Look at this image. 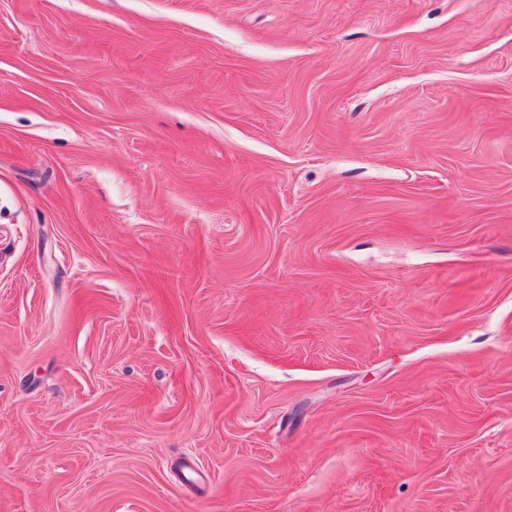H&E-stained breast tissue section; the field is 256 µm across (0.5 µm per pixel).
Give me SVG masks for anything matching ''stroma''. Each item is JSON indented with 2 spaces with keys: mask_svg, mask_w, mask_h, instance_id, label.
I'll list each match as a JSON object with an SVG mask.
<instances>
[{
  "mask_svg": "<svg viewBox=\"0 0 512 512\" xmlns=\"http://www.w3.org/2000/svg\"><path fill=\"white\" fill-rule=\"evenodd\" d=\"M0 512H512V0H0Z\"/></svg>",
  "mask_w": 512,
  "mask_h": 512,
  "instance_id": "obj_1",
  "label": "stroma"
}]
</instances>
